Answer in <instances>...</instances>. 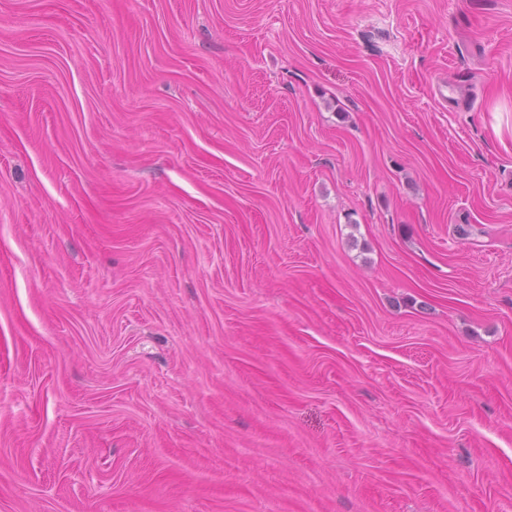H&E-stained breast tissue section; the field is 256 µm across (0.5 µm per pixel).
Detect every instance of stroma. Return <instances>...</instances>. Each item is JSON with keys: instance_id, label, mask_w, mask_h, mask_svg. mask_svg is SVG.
<instances>
[{"instance_id": "1", "label": "stroma", "mask_w": 512, "mask_h": 512, "mask_svg": "<svg viewBox=\"0 0 512 512\" xmlns=\"http://www.w3.org/2000/svg\"><path fill=\"white\" fill-rule=\"evenodd\" d=\"M0 512H512V0H0Z\"/></svg>"}]
</instances>
